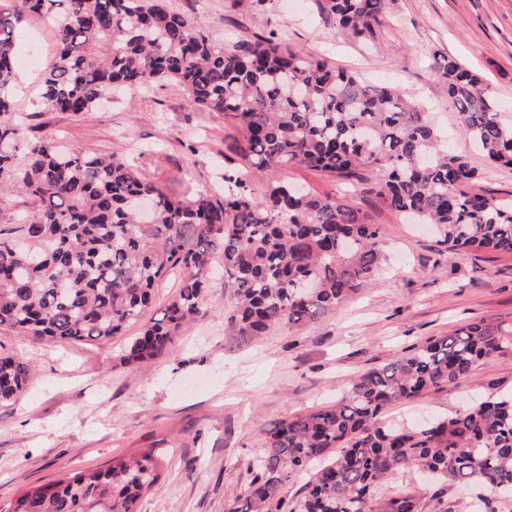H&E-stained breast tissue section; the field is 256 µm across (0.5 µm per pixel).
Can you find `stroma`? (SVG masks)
Here are the masks:
<instances>
[{"mask_svg": "<svg viewBox=\"0 0 512 512\" xmlns=\"http://www.w3.org/2000/svg\"><path fill=\"white\" fill-rule=\"evenodd\" d=\"M166 3L224 45L271 33L333 67L414 95L442 143L477 172L472 190L512 198V167L489 171L485 154L462 134L434 66L439 55L463 61L512 124V0H389L376 50L338 38L316 0H266L260 8L254 0ZM18 82L22 112L43 132L72 149L126 156L182 195L222 192L225 170L239 166L238 131L189 106L174 82L109 95L88 120L45 109L38 76L27 68ZM284 177L321 195L341 194L383 226L384 259L368 286L318 320L242 343L224 335L231 288L212 276L197 319L147 368L122 360L134 325L98 345L0 334V353L34 369L24 394L0 403V505L74 468L163 448L168 474L145 497L144 512H228L265 452L266 430L280 420L335 402L354 376L428 337L475 319L512 329V254L448 253L428 226L357 191L338 192L322 172L291 167ZM504 393H512V346L460 382L391 406L383 418L419 423Z\"/></svg>", "mask_w": 512, "mask_h": 512, "instance_id": "obj_1", "label": "stroma"}]
</instances>
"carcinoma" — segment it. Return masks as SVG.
I'll use <instances>...</instances> for the list:
<instances>
[{
	"instance_id": "carcinoma-1",
	"label": "carcinoma",
	"mask_w": 512,
	"mask_h": 512,
	"mask_svg": "<svg viewBox=\"0 0 512 512\" xmlns=\"http://www.w3.org/2000/svg\"><path fill=\"white\" fill-rule=\"evenodd\" d=\"M353 45H372L387 0H318ZM51 21L57 49L41 72L42 105L87 118L115 86L174 81L194 108L237 127L245 173L224 174V198L169 192L124 157L66 150L34 134L16 108V23ZM463 134L490 167H512V125L482 79L451 57L438 63ZM0 211L23 195L32 212L0 228V333L95 344L140 325L124 360L144 366L169 352L199 313L214 254L233 288L227 335L247 342L277 326L308 323L369 284L383 259L382 226L330 195L292 186V166L357 182L384 207L434 226L448 251L512 254V199L470 188L475 170L440 146L426 113L390 84L329 66L273 35L226 49L162 0H0ZM264 182L261 198L250 179ZM179 290L144 319L170 270ZM512 342L482 321L397 354L354 377L335 404L288 417L266 433V453L230 512H267L283 482L307 471L289 512H422L420 494L383 501L378 484L408 471L447 486L481 485L493 503L512 497V395L480 402L425 426L387 428L385 408L466 377ZM32 368L0 355V402L22 393ZM162 448L116 457L28 487L5 512H142L166 478Z\"/></svg>"
}]
</instances>
